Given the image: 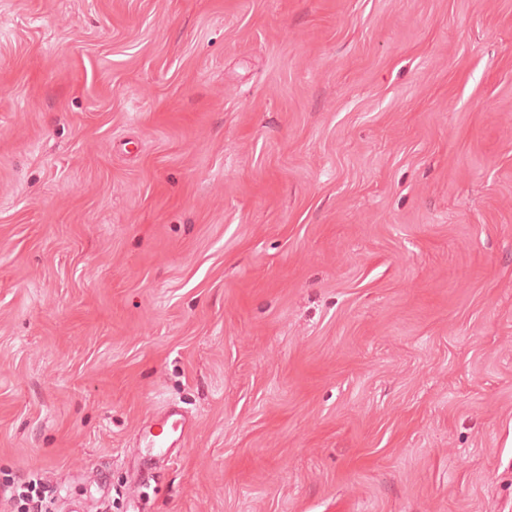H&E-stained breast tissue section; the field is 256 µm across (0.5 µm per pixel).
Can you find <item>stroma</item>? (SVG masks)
<instances>
[{
  "label": "stroma",
  "instance_id": "stroma-1",
  "mask_svg": "<svg viewBox=\"0 0 512 512\" xmlns=\"http://www.w3.org/2000/svg\"><path fill=\"white\" fill-rule=\"evenodd\" d=\"M37 472L512 512V0H0V484ZM160 423L161 428L157 431L153 430L152 425H145L141 429L142 445L148 448L149 461L164 459L171 448H177L185 430L186 418L183 411L169 407L164 411ZM164 426H169V436H163Z\"/></svg>",
  "mask_w": 512,
  "mask_h": 512
}]
</instances>
